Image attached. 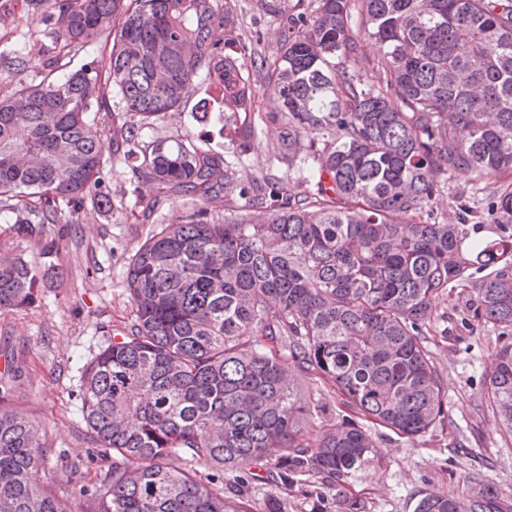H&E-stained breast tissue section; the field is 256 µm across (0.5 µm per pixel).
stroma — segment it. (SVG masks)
<instances>
[{"instance_id": "35a3bbf8", "label": "stroma", "mask_w": 512, "mask_h": 512, "mask_svg": "<svg viewBox=\"0 0 512 512\" xmlns=\"http://www.w3.org/2000/svg\"><path fill=\"white\" fill-rule=\"evenodd\" d=\"M232 13L238 52L253 71V50L272 54L280 34L297 15L313 13L317 0H221ZM47 27L28 0H0V54L20 55L19 74L0 73V95L17 82L40 81L56 51ZM270 105L259 101L254 112L223 122L217 87L199 70L178 111L144 126L141 145L165 140L190 142L223 157L237 180L274 175L292 193L307 192L300 164L280 159L276 141L264 129ZM111 206L86 198L75 224H49L42 240L21 239L0 214V244L17 248L46 273L38 300L19 311L0 312V397L12 409L42 427L43 465L33 480L50 488L70 512H93L92 490L111 459L98 456L80 407V369L111 336L133 322L125 274L132 255L153 231L182 224L199 208L209 217L238 216L246 204L228 187L217 201L200 205L181 194L159 196L139 182L123 162L105 168ZM440 199L432 220L452 218L457 197L487 205L473 175L437 177ZM55 252L44 258L45 243ZM487 275L478 270L457 285L449 299L438 300L427 328L428 348L438 369L448 410L445 426L407 440L380 429L376 446L360 470L336 486L309 478L290 488L245 475L253 512H267L275 497L288 512H350L351 502L364 512H414L426 494L462 496L476 483L493 484L512 503V434L505 432L486 395V375L500 327L473 315L474 286Z\"/></svg>"}]
</instances>
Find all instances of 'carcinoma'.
I'll return each mask as SVG.
<instances>
[{"mask_svg": "<svg viewBox=\"0 0 512 512\" xmlns=\"http://www.w3.org/2000/svg\"><path fill=\"white\" fill-rule=\"evenodd\" d=\"M31 2L59 52L39 83L0 96V213L14 214L18 238L78 223L89 195L112 206L109 133L157 192L217 199L234 183L220 157L180 141L136 149L139 129L176 111L203 67L228 121L260 97L277 103L265 127L288 163L304 138L324 139L308 155L314 192L292 195L267 178L242 188L261 214L216 222L201 211L132 256L134 321L81 372L88 432L112 454L94 512H252L212 471L334 483L368 460L372 429L414 439L445 426L425 329L433 302L471 269L495 268L474 316L504 329L486 386L512 433V183L499 181L512 171V0H319L283 31L276 55L253 51L258 79L215 39L220 27L230 41L235 33L218 0ZM109 35L106 69L90 62L57 75L62 58ZM362 41L374 53L372 83L336 68ZM459 171L489 190L494 236L469 240L466 222L483 215L466 200L460 224L423 219L435 174ZM39 288L24 254L0 247V312L32 305ZM302 377L332 382L347 409L314 438L306 426L323 405ZM43 462L39 424L0 405V512H69L31 482ZM415 512L512 506L485 483L465 498L427 494Z\"/></svg>", "mask_w": 512, "mask_h": 512, "instance_id": "1", "label": "carcinoma"}]
</instances>
